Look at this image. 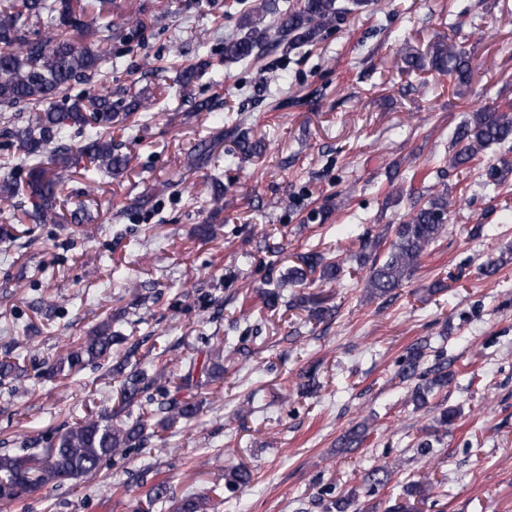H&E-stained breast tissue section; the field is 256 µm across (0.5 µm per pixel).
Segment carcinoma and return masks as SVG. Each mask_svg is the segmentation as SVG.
I'll return each instance as SVG.
<instances>
[{"mask_svg":"<svg viewBox=\"0 0 512 512\" xmlns=\"http://www.w3.org/2000/svg\"><path fill=\"white\" fill-rule=\"evenodd\" d=\"M97 6L99 23L84 20L85 7L81 0H21V4H0V105H32L33 115L27 125L0 132L6 146L25 176L0 181V202L23 198L29 208L23 214L36 224L56 220L60 213V193L69 173L82 159L93 163L95 169L119 174L126 167L125 156L115 152L112 139L101 128L117 120L126 121L150 103L140 94L110 90L92 93L81 99H71L68 90L72 83L98 71L101 56L88 44V39L112 30L107 21V5L112 0H91ZM276 11L271 0L243 13L244 33L224 42V60L239 62L256 59L272 49H293L315 42L320 32L341 20L350 8L339 0H302L294 10L279 15L276 23L264 24L267 14ZM434 69L448 74L459 85L470 81V58L454 46H437L431 54ZM88 135L78 148L66 144L71 133ZM512 141V104L484 107L459 125L452 137L450 166L469 168L484 157L493 145ZM448 196H431L409 219L393 225V238L383 259L372 260L366 288L371 296H382L402 287L420 265L426 250L445 233L448 220ZM340 263L319 252L303 255L299 263L288 269L285 280L302 284L309 275L322 281L340 279ZM291 305L308 309L309 316L321 321L333 314L324 301L314 295L301 296ZM119 335L112 332V319L100 322L74 348H68L47 363L42 378L52 380L78 373L88 365H107L116 379V398L120 410L143 404L155 406L160 419L154 421L143 412L136 417L104 413L86 417L61 431L53 447L39 450L24 446L19 453H0V501L11 502L38 486L57 485L98 472L115 456H123L145 448L147 441L158 431L179 420L193 418L199 409L196 402L181 400L170 390L156 386L163 371L150 375L139 362L125 355L112 360V346ZM426 345L410 346L403 357L399 375L404 380L420 376L419 369ZM21 355L0 358V383H20L24 370ZM222 368L210 363L199 369L189 362L182 376L183 389L198 388L214 380ZM450 377L444 367L430 371L424 382L411 391L415 406L427 404L428 395L448 387ZM156 387L157 394L148 393ZM363 424L351 429L341 438V447L354 448L366 439ZM389 469H377L363 478L365 496L373 495L378 487L388 483ZM250 472L235 467L225 476L230 488L250 482ZM426 488L414 483L404 488L401 500L388 506L386 512H415L425 498ZM209 500L186 496L177 504V512H208Z\"/></svg>","mask_w":512,"mask_h":512,"instance_id":"1","label":"carcinoma"}]
</instances>
